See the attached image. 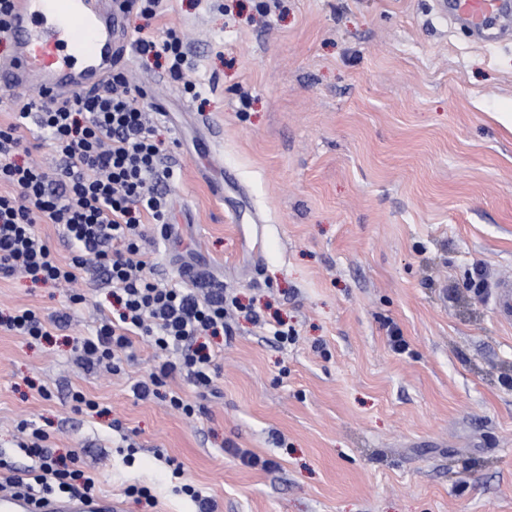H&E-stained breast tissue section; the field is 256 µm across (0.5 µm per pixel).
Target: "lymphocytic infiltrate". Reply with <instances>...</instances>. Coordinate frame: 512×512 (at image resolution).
<instances>
[{"mask_svg":"<svg viewBox=\"0 0 512 512\" xmlns=\"http://www.w3.org/2000/svg\"><path fill=\"white\" fill-rule=\"evenodd\" d=\"M138 45L142 53L165 58L170 76L195 92V83L185 78L192 56L174 29L140 37ZM137 93L124 73L116 72L102 89L63 103L32 96L13 105L10 122L0 124V279L20 276L58 287L79 273L95 272L111 287L117 307L94 332L74 337L77 359L115 374L133 337L147 338L162 360L135 383L136 395L165 399L190 416L195 405L166 390L167 378L183 372L197 388L210 389L216 356L197 345V338L223 333L232 316L254 322L259 316L223 289L200 294L151 277L154 263L143 246L142 227L153 224L169 233L161 187L174 172L162 164L159 128ZM38 139L50 141L53 168L27 161ZM41 224L57 226L71 247L69 260H61L38 233ZM68 324L65 313L46 321L30 309L0 315V326L33 340ZM48 439L43 429L26 428L18 448L32 461L27 468L0 455L1 492L35 501L93 493L91 474L76 466L74 457L55 453Z\"/></svg>","mask_w":512,"mask_h":512,"instance_id":"lymphocytic-infiltrate-1","label":"lymphocytic infiltrate"}]
</instances>
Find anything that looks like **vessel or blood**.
Instances as JSON below:
<instances>
[{
  "label": "vessel or blood",
  "mask_w": 512,
  "mask_h": 512,
  "mask_svg": "<svg viewBox=\"0 0 512 512\" xmlns=\"http://www.w3.org/2000/svg\"><path fill=\"white\" fill-rule=\"evenodd\" d=\"M449 12L472 32L492 37L512 0H447ZM116 0H13L10 57L0 58V90L57 101L102 87L124 61L127 38ZM497 317L512 322V280L502 279L493 297ZM116 500L89 494L51 498L40 506L0 495V512H122Z\"/></svg>",
  "instance_id": "b4317fda"
}]
</instances>
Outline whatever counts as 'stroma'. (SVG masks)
I'll use <instances>...</instances> for the list:
<instances>
[{"label":"stroma","mask_w":512,"mask_h":512,"mask_svg":"<svg viewBox=\"0 0 512 512\" xmlns=\"http://www.w3.org/2000/svg\"><path fill=\"white\" fill-rule=\"evenodd\" d=\"M442 4L164 0L153 29L183 36L200 95L131 49L174 171L170 238L145 227L153 273L230 288L297 340L244 318L207 337L211 392L167 381L199 405L185 417L134 395L160 360L144 339L120 374L77 365L110 288L0 280L5 313L85 297L49 339L0 328V451L28 466L16 426L34 422L124 512H192L185 483L219 512H512V323L468 289L512 276V41L478 42ZM78 390L106 415L76 411Z\"/></svg>","instance_id":"1"}]
</instances>
